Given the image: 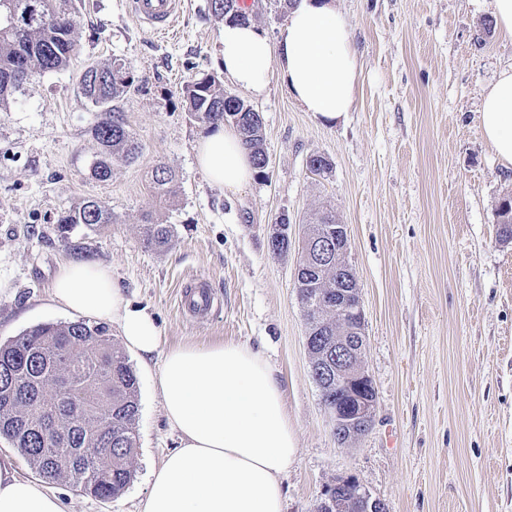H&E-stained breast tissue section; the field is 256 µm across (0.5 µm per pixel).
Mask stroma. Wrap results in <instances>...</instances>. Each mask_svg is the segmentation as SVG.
<instances>
[{"label":"stroma","instance_id":"1","mask_svg":"<svg viewBox=\"0 0 512 512\" xmlns=\"http://www.w3.org/2000/svg\"><path fill=\"white\" fill-rule=\"evenodd\" d=\"M130 2L74 0L70 66L34 74L0 109V280L10 286L0 342L75 320L50 287L63 262L95 260L154 314L163 348L241 342L274 367L297 445L282 477L284 512H316L340 479L388 512H512V242L501 241L497 217L512 198V168L477 121L484 92L512 65V42L482 35L491 0H334L361 66L352 111L321 120L276 76L258 98L225 83L261 113L269 158L265 174L232 194L198 167L206 126L182 95L193 79L223 77L222 21L210 0H183L175 29L156 34ZM116 56L134 67L119 106L143 151L102 181L90 169L98 111L79 79ZM313 154L330 161L325 176L309 172ZM160 164L180 186L165 205L149 188ZM85 199L105 202L118 223L77 226L62 242L58 217ZM326 208L348 227L377 396L371 429L346 444L312 378L294 280L308 223ZM146 213L172 226L168 248L144 245ZM282 214L288 252L276 256L268 240ZM196 281L214 299L203 320L179 307ZM128 359L139 382L133 479L112 500L53 484L66 512H136L150 471L179 445L159 392L161 355Z\"/></svg>","mask_w":512,"mask_h":512}]
</instances>
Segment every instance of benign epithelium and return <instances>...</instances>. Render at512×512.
<instances>
[{
	"mask_svg": "<svg viewBox=\"0 0 512 512\" xmlns=\"http://www.w3.org/2000/svg\"><path fill=\"white\" fill-rule=\"evenodd\" d=\"M348 230L345 224H330L312 239L305 240L304 252L296 266L299 297L308 310L319 308L321 295L309 283V274L336 266V286L326 301L336 306V339L321 346V327L306 333V348L312 353L311 370L321 393L336 389L347 402L324 403L337 442L345 444L364 436L371 428L376 410V392L363 366L366 346L364 314L356 276L346 255ZM318 512H386L384 503L351 480H339L327 488Z\"/></svg>",
	"mask_w": 512,
	"mask_h": 512,
	"instance_id": "1",
	"label": "benign epithelium"
}]
</instances>
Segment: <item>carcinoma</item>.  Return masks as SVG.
<instances>
[{"label":"carcinoma","instance_id":"carcinoma-1","mask_svg":"<svg viewBox=\"0 0 512 512\" xmlns=\"http://www.w3.org/2000/svg\"><path fill=\"white\" fill-rule=\"evenodd\" d=\"M211 9L220 19H246L236 0H211ZM75 33L73 0H0V107L32 74L68 67L76 53ZM133 81L130 63L117 57L81 74L84 97L99 109L92 171L102 181L112 176V165L133 162L143 149L119 107ZM183 95L195 120L236 127L255 167L265 173L263 125L243 100L228 97L209 75L190 81ZM151 185L163 204L178 196L176 175L164 165L153 171ZM117 221L103 202L85 200L57 224L66 239L78 224L92 228ZM142 234L146 246L158 249L172 239L171 226L150 215ZM138 412L137 376L104 324L84 318L43 323L0 343V440L25 456L48 484L68 480L102 500L121 495L132 479ZM93 448L112 453L102 457Z\"/></svg>","mask_w":512,"mask_h":512}]
</instances>
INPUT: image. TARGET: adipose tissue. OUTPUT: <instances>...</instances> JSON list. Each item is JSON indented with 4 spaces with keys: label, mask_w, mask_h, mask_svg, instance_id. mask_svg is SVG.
<instances>
[{
    "label": "adipose tissue",
    "mask_w": 512,
    "mask_h": 512,
    "mask_svg": "<svg viewBox=\"0 0 512 512\" xmlns=\"http://www.w3.org/2000/svg\"><path fill=\"white\" fill-rule=\"evenodd\" d=\"M221 53L225 76L252 96L264 94L275 71L304 111L322 119L354 105L359 59L349 24L330 0H297L273 41L253 24L225 21ZM478 122L496 156L512 166V67L485 92ZM195 153L225 191L242 189L255 175L233 127H210ZM51 297L63 309L116 325L140 356L163 355V410L180 446L152 470L138 512H284L282 476L296 444L281 383L260 352L233 341L162 348L154 316L129 300L110 267L97 261L64 262ZM0 512H63V505L55 493L20 479L3 457Z\"/></svg>",
    "instance_id": "1"
}]
</instances>
